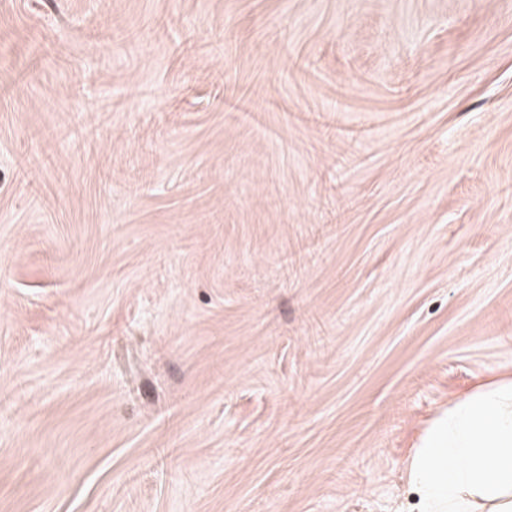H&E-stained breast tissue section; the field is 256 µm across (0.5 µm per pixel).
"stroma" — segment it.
<instances>
[{"instance_id": "35a3bbf8", "label": "stroma", "mask_w": 512, "mask_h": 512, "mask_svg": "<svg viewBox=\"0 0 512 512\" xmlns=\"http://www.w3.org/2000/svg\"><path fill=\"white\" fill-rule=\"evenodd\" d=\"M512 375V0H0V512H418Z\"/></svg>"}]
</instances>
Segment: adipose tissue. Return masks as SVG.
I'll use <instances>...</instances> for the list:
<instances>
[{
    "label": "adipose tissue",
    "mask_w": 512,
    "mask_h": 512,
    "mask_svg": "<svg viewBox=\"0 0 512 512\" xmlns=\"http://www.w3.org/2000/svg\"><path fill=\"white\" fill-rule=\"evenodd\" d=\"M404 471L424 512H512V379L449 406Z\"/></svg>",
    "instance_id": "adipose-tissue-1"
}]
</instances>
